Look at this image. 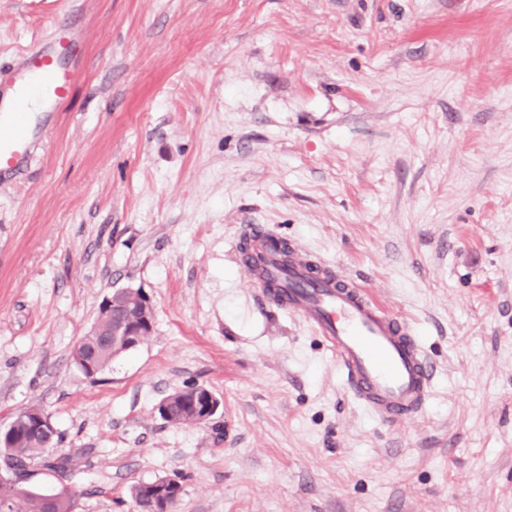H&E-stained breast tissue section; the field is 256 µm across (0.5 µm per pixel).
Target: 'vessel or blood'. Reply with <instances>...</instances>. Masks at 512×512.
Segmentation results:
<instances>
[{
	"instance_id": "1",
	"label": "vessel or blood",
	"mask_w": 512,
	"mask_h": 512,
	"mask_svg": "<svg viewBox=\"0 0 512 512\" xmlns=\"http://www.w3.org/2000/svg\"><path fill=\"white\" fill-rule=\"evenodd\" d=\"M80 39L67 19H59L14 67L0 68V176L30 163L46 139L45 125L30 124L28 113L53 117L72 98V60ZM269 238L267 225H248L252 248L242 266L250 282L323 339L348 390L371 416L394 423L421 412L434 367L411 324L384 310L358 282L334 275L303 251L280 262L266 247Z\"/></svg>"
}]
</instances>
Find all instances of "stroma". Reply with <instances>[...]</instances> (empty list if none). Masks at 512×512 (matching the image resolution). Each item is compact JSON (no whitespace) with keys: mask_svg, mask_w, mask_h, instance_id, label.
Instances as JSON below:
<instances>
[{"mask_svg":"<svg viewBox=\"0 0 512 512\" xmlns=\"http://www.w3.org/2000/svg\"><path fill=\"white\" fill-rule=\"evenodd\" d=\"M86 52L45 144L0 182V429L72 454L75 512H512V0H0V65L57 17ZM248 224L354 279L435 366L372 418L303 321L241 270ZM146 340L86 377L112 289ZM189 385L207 424L157 406ZM184 394L191 393V410L184 423L202 424L211 421L218 413L221 401L208 389L188 386ZM174 484H178L176 480L167 479L164 481L144 484V490L142 484L134 489L133 497L143 512H171L179 496L177 498L171 499L168 504H153L152 501L145 495V493L151 498L165 500L168 495L172 494L171 485ZM166 509H168V511H166Z\"/></svg>","mask_w":512,"mask_h":512,"instance_id":"obj_1","label":"stroma"}]
</instances>
